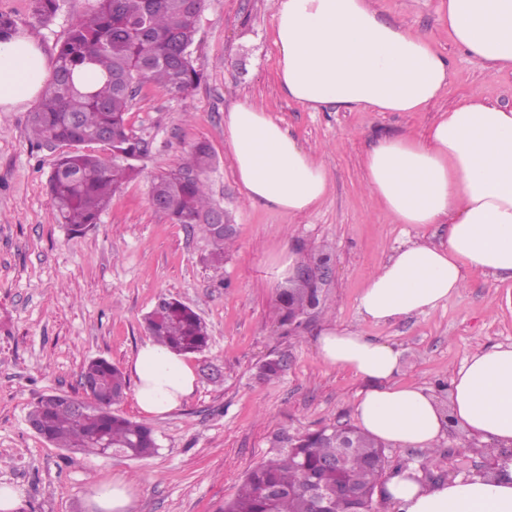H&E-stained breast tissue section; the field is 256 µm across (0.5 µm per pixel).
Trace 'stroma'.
<instances>
[{
    "label": "stroma",
    "mask_w": 512,
    "mask_h": 512,
    "mask_svg": "<svg viewBox=\"0 0 512 512\" xmlns=\"http://www.w3.org/2000/svg\"><path fill=\"white\" fill-rule=\"evenodd\" d=\"M88 0H59L48 25L32 18V0H0L18 29L55 58L71 22ZM389 20L426 35L448 57L451 76L441 96L419 112L311 111L288 101L276 79L272 0H204L192 47L200 83L174 98L151 83L138 90L130 122L148 143L138 175L125 183L98 224L71 234L55 216L47 180L66 146H38L27 134L29 108L0 112V484L24 486L21 512H94L93 484L121 474L134 479L132 512H222L245 476L267 457L273 437L350 424L365 387L326 364L316 338L329 324L393 345L401 353L399 383L438 390L470 355L512 344V282L471 275L463 291L427 314L377 325L361 318L358 298L370 275L412 229L386 221L365 187L363 158L377 134L424 135L438 113L464 96L512 107V72L488 76L442 28L434 0H377ZM282 120L326 167L329 191L299 217L247 202L224 143V118L242 98ZM207 142L214 166L212 198L234 226L220 265L208 239L173 223L151 204L148 187ZM295 265L331 254L321 284V309L308 328L289 334L278 315L279 286L269 270L281 250ZM172 296L205 321L207 347L191 354L193 395L150 420L159 448L139 460L59 448L36 434L28 414L43 395L82 397L81 370L103 358L127 370L148 337L144 318ZM287 362L282 375L259 374L267 358ZM389 469L427 463L424 483L491 473L490 444L444 427L433 449L387 446Z\"/></svg>",
    "instance_id": "1"
}]
</instances>
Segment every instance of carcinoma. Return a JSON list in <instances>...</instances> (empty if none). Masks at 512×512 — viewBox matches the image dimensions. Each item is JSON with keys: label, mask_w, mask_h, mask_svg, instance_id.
I'll return each instance as SVG.
<instances>
[{"label": "carcinoma", "mask_w": 512, "mask_h": 512, "mask_svg": "<svg viewBox=\"0 0 512 512\" xmlns=\"http://www.w3.org/2000/svg\"><path fill=\"white\" fill-rule=\"evenodd\" d=\"M76 20L57 53V65L43 90L28 126L40 146L90 143L100 134L117 135L108 145L112 161L80 151L63 155L48 178V190L58 221L74 234L98 223L112 196L138 174L127 154L139 149L144 138L129 124V108L144 82H151L173 97L184 98L200 82L191 46L197 33L202 0H91ZM32 16L39 23L52 19L59 0H33ZM104 73L94 88L81 86L88 65ZM214 155L206 142L194 145L178 167L187 173L172 187L169 173L151 181V202L166 205L165 213L177 224L194 226L214 204L204 172ZM209 258L223 260L231 236L214 237L205 226ZM320 289L300 280L279 297L281 322L294 323L320 306ZM156 341L176 352L195 353L208 344L201 317L172 297H161L145 318ZM81 378L98 383L105 406L83 417L56 397H41L30 415L37 418L41 436L59 448L76 451L110 450L131 459L156 453L153 429L112 411L129 389L124 373L109 361L88 362ZM343 457L337 468L327 467ZM384 444L356 427L327 426L286 438H277L267 461L251 470L236 496L224 502V512H312L307 485L315 482L325 494L324 512H373V496L385 473Z\"/></svg>", "instance_id": "1"}]
</instances>
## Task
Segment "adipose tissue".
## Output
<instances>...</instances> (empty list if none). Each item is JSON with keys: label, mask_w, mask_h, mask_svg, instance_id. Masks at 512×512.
I'll return each mask as SVG.
<instances>
[{"label": "adipose tissue", "mask_w": 512, "mask_h": 512, "mask_svg": "<svg viewBox=\"0 0 512 512\" xmlns=\"http://www.w3.org/2000/svg\"><path fill=\"white\" fill-rule=\"evenodd\" d=\"M280 89L319 111L418 112L447 87V57L431 41L387 20L374 0H274ZM439 22L488 74L512 72V0H439ZM51 70L40 45L17 33L0 40V112L37 99ZM224 140L245 198L291 216L314 210L329 176L298 137L248 100L224 119ZM366 187L393 223L443 224L444 240L409 239L394 249L363 288L358 311L375 324L445 305L469 275L512 280V108L464 97L439 113L424 136L376 135L365 156ZM322 359L352 371L365 389L354 403L359 427L389 444L431 447L447 419L497 449L487 476L423 484L417 465L384 485L397 512H512V345L495 344L466 359L451 380L453 410L400 384V353L388 343L340 325L317 338ZM130 372L148 419L181 407L196 376L184 354L148 340ZM97 512H131L126 477L96 485Z\"/></svg>", "instance_id": "obj_1"}]
</instances>
